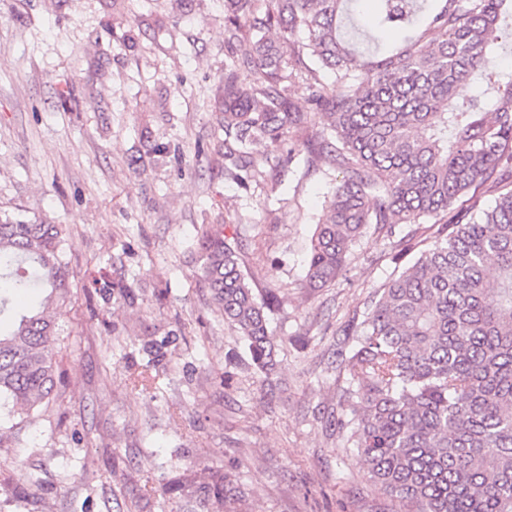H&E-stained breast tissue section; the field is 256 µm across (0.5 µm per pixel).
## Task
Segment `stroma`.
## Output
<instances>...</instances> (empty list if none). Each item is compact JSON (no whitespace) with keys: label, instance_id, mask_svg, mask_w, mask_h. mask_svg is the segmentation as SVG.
<instances>
[{"label":"stroma","instance_id":"1","mask_svg":"<svg viewBox=\"0 0 512 512\" xmlns=\"http://www.w3.org/2000/svg\"><path fill=\"white\" fill-rule=\"evenodd\" d=\"M247 49L224 45V0H0V212L64 225L71 291L49 405L0 431V512H132L147 490L150 512H186L165 483L216 472L224 512H396L330 420L341 343L398 273V239L367 226L334 284L304 288L342 175L305 163L313 115L257 145L281 166L225 179L224 69ZM212 229L273 300L271 374L199 280Z\"/></svg>","mask_w":512,"mask_h":512}]
</instances>
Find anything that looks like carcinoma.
Here are the masks:
<instances>
[{"mask_svg": "<svg viewBox=\"0 0 512 512\" xmlns=\"http://www.w3.org/2000/svg\"><path fill=\"white\" fill-rule=\"evenodd\" d=\"M357 2L268 0L258 14L251 0H224L228 47L249 43L224 71V177L248 186L259 173L253 146L308 124L288 97V82L306 75L331 132L306 164L327 158L342 173L311 238L306 287L334 282L369 224L417 252L342 356L336 426L402 512H512V71L498 64L496 35L512 39V0H378L369 23ZM275 25L287 41L267 38ZM240 67L253 72L250 84L238 82ZM465 83L475 92L460 103ZM430 219L440 227L422 249L414 225ZM65 243L58 224L0 217V324L11 321L0 327V425L16 427V414L54 391L51 310L68 300ZM198 263L253 364L272 370L269 305L237 251L206 231ZM13 292L42 294V306L17 312ZM164 493L220 512L224 475L173 478Z\"/></svg>", "mask_w": 512, "mask_h": 512, "instance_id": "cac0c4a2", "label": "carcinoma"}]
</instances>
